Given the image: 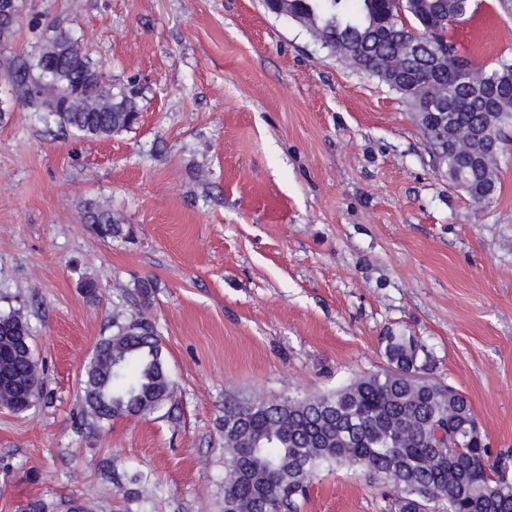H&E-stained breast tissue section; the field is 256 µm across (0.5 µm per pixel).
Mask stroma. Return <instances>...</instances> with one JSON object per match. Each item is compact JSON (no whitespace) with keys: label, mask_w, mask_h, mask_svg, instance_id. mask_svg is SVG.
<instances>
[{"label":"stroma","mask_w":512,"mask_h":512,"mask_svg":"<svg viewBox=\"0 0 512 512\" xmlns=\"http://www.w3.org/2000/svg\"><path fill=\"white\" fill-rule=\"evenodd\" d=\"M450 36L477 68L512 60V0ZM67 29L141 117L57 135L0 79V312L27 317L44 399L0 409V512H222L224 400L335 391L418 339L512 450V125L486 207L452 185L403 97L263 0H24L0 63ZM94 201L124 233L83 219ZM175 383L142 418L96 422L80 381L136 281ZM99 288L96 300L82 292ZM150 476L156 498L137 497ZM360 469L325 468L301 512H389Z\"/></svg>","instance_id":"35a3bbf8"}]
</instances>
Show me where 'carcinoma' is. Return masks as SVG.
I'll return each instance as SVG.
<instances>
[{"label": "carcinoma", "instance_id": "carcinoma-1", "mask_svg": "<svg viewBox=\"0 0 512 512\" xmlns=\"http://www.w3.org/2000/svg\"><path fill=\"white\" fill-rule=\"evenodd\" d=\"M269 0V12L306 28L331 54L378 77L421 113L420 129L448 178L476 204L498 188L502 130L512 121V61L472 67L449 37L475 0ZM413 24L408 25L405 17ZM21 19L0 14V46ZM431 30L421 44L412 30ZM1 77L28 112L63 134L106 139L132 130L139 108L115 92L80 43L54 27ZM448 106V129L430 105ZM84 220L102 239L122 227L112 210L89 202ZM153 281L124 296L149 303ZM388 367L328 394L224 402V512H300L310 479L326 467L363 469L395 493L394 512H512L509 461L490 448L467 397L432 376L411 336L385 337ZM26 316L0 314V408L20 414L40 379ZM173 394L163 346L151 322L116 310L84 371L81 405L99 421L146 416Z\"/></svg>", "mask_w": 512, "mask_h": 512}]
</instances>
